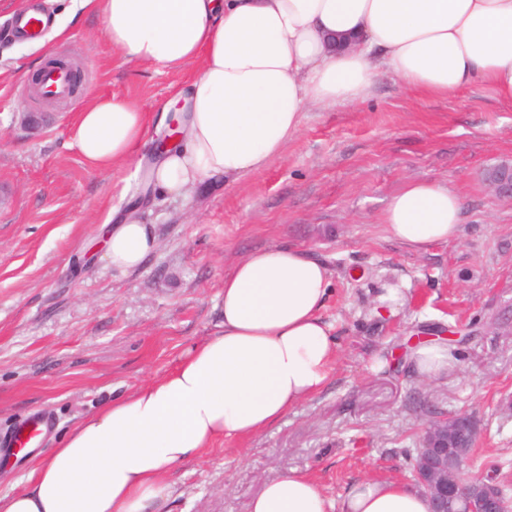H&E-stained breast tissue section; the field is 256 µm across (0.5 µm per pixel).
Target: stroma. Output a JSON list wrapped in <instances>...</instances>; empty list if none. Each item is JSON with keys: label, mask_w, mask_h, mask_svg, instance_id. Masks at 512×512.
Wrapping results in <instances>:
<instances>
[{"label": "stroma", "mask_w": 512, "mask_h": 512, "mask_svg": "<svg viewBox=\"0 0 512 512\" xmlns=\"http://www.w3.org/2000/svg\"><path fill=\"white\" fill-rule=\"evenodd\" d=\"M38 4L64 29L40 47L13 35L15 0H0V440L36 411L52 427L39 448L0 466V494L22 489L87 416L219 332L225 274L283 244L332 273L320 310L337 339L329 380L265 430L176 467L164 512H248L266 481L291 470L337 501L364 478L409 482L405 452L422 427L458 413L478 425L467 475L512 494V199L482 181L485 167L512 160V104L482 85L422 97L379 73L357 104L308 107L264 168L205 180L185 199L155 195L142 219L156 248L123 275L102 257L103 231L110 211L135 203L136 165L89 168L72 129L93 97L130 100L147 117L140 156L150 159L163 135L155 116L191 73L123 62L101 19L73 0ZM52 59L78 66L81 87L48 105L31 84ZM33 113L50 125H32ZM414 181L461 197L453 239L413 250L391 237L383 213ZM388 288L401 300L381 315ZM427 338L456 359L431 380L410 360Z\"/></svg>", "instance_id": "35a3bbf8"}]
</instances>
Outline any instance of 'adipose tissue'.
<instances>
[{
  "label": "adipose tissue",
  "mask_w": 512,
  "mask_h": 512,
  "mask_svg": "<svg viewBox=\"0 0 512 512\" xmlns=\"http://www.w3.org/2000/svg\"><path fill=\"white\" fill-rule=\"evenodd\" d=\"M127 62L194 67L162 108L183 144L157 154L147 185L187 196L207 178L265 166L299 130L308 106L362 101L377 68L412 92L448 96L474 85L512 102V0H80ZM144 116L115 96L80 113L74 143L107 170L141 147ZM462 202L448 188L407 184L388 203L391 235L413 247L455 237ZM155 238L137 208L115 215L104 258L141 266ZM331 274L304 251L252 252L224 278L222 331L165 375L79 424L1 496L0 512H162L164 477L217 440L261 432L326 385L337 342L319 310ZM248 512H429L424 493L366 479L335 502L290 472L267 482Z\"/></svg>",
  "instance_id": "adipose-tissue-1"
}]
</instances>
